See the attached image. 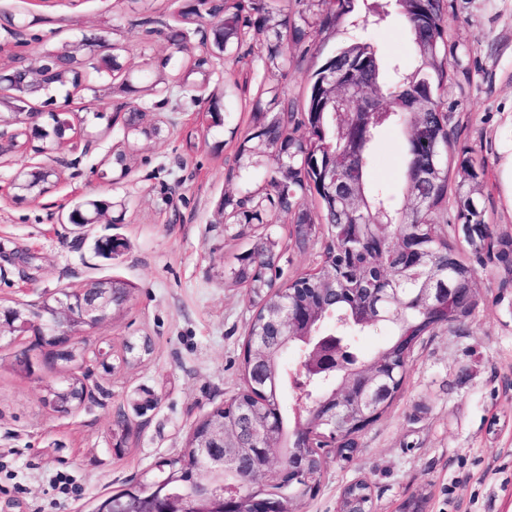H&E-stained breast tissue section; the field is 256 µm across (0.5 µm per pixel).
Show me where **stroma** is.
Instances as JSON below:
<instances>
[{"label": "stroma", "mask_w": 512, "mask_h": 512, "mask_svg": "<svg viewBox=\"0 0 512 512\" xmlns=\"http://www.w3.org/2000/svg\"><path fill=\"white\" fill-rule=\"evenodd\" d=\"M184 0H0V41L8 19H25L33 40L20 53L77 44L85 31L101 35L122 68L99 102L81 89L53 88L29 96L49 124L48 98L67 101L75 136L92 150L35 200L0 196V300L41 302L64 288L94 279H118L131 288L121 310L78 335L94 391L78 409L57 413L44 397L61 377L37 365L21 372L16 355L31 336L0 338V512H89L93 499L155 472L177 456L194 426L244 385L242 363L255 312L246 288L229 283L238 257L264 234L278 240L282 280L314 272L326 235L297 247L289 214L235 233L219 202L257 174L239 173L238 143L251 126L257 102L271 96L302 106L312 72L331 50L358 38L344 27L309 29L304 56L267 69L263 36L247 39L252 53L213 61L214 75L197 105L186 106L167 138L140 142L127 175L102 161L124 149V107L136 101L151 118L172 116L180 95L160 62L168 32ZM449 44L460 60L442 99L458 148L485 163L488 220L512 237V206L505 198L500 148L512 141V0H451ZM371 37L383 61L414 63L408 28L392 16ZM224 106L221 131H208L210 102ZM406 138L383 126L370 165L371 183L401 193ZM116 201L102 223H63L77 201ZM122 239L112 258L99 257L98 238ZM479 305L467 333L441 326L416 344L402 386L390 407L362 434L352 461L331 460L316 495L295 512H337L351 481L366 479L376 512H512V288L478 274ZM149 337L152 351L122 369L103 354ZM124 418L130 431L117 440Z\"/></svg>", "instance_id": "1"}]
</instances>
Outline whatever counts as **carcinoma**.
I'll return each mask as SVG.
<instances>
[{"label": "carcinoma", "mask_w": 512, "mask_h": 512, "mask_svg": "<svg viewBox=\"0 0 512 512\" xmlns=\"http://www.w3.org/2000/svg\"><path fill=\"white\" fill-rule=\"evenodd\" d=\"M294 14H282L270 9L266 0H201V11L181 13L185 29L170 32L169 41L178 46L186 38L188 26L199 25L200 18H216L223 23L222 39L214 51L223 55L242 48L246 36L255 30L265 34V64L277 69L288 61L283 46V31L294 32L295 50L305 53L302 42L305 30L315 27L320 31L337 30L351 25L363 32L395 12L401 16L411 34L416 64L406 68L397 63L382 64L370 39L363 37L339 47L312 74L306 94L302 119L297 125L305 134L295 136L289 129L294 110L288 102L274 95L267 107H257L252 115V127L239 142L236 151L238 169L248 171L266 159L269 169L261 186L244 187L235 193L224 194V219L227 224H267L277 212H296L295 244L309 243L316 235L315 221L303 210L302 196L313 191L322 199V220L331 233L325 245V259L312 274L288 282V302L302 308L321 310L320 323L330 322L343 338L356 346L367 336L387 323V334L375 357L382 358L391 372L393 393H398L407 370L411 350L418 339L438 328L431 308L435 293L411 301L405 293L410 288H440L446 292L450 312L447 325L464 331L478 307L472 299V288L478 269L485 268L483 254L498 249L501 263L512 262V238L494 236L488 222L483 195L470 194L454 187L453 219L473 226V234L464 238L473 260L462 257L457 242L443 235L438 215L448 210V188L452 171H457L459 182L470 181L484 186L485 165L467 157V151L456 150V140L448 130V113L444 110L442 92L454 70L448 62V0H320L314 5L309 0H295ZM46 52L55 56V62L40 72L45 87L53 84L70 85L88 90V71L100 69L89 60L67 53L56 54L53 48ZM209 59L200 58L187 67L174 52L163 59L162 66L176 76L189 78L200 73ZM350 96L371 97L384 111L382 123L402 127L406 134L402 192L409 200L422 203L421 209L407 218V209L397 208L393 197L384 188L369 184V167L375 128H370L367 139L353 140L350 149L339 142V113L333 110L334 99ZM422 119L429 128V138L417 135L416 120ZM46 138L56 142L68 136L73 125L63 112L50 113ZM127 137L159 139L162 129L145 125L142 114L126 121ZM107 206L87 199L74 206L67 214L70 224L83 227L104 217ZM386 224L404 237V245L426 255L427 264L409 267L397 254V245L384 251H375L362 244L368 237L366 226ZM280 278L278 253L261 242L238 259L231 271V281L247 288L258 310L253 316L249 333L265 340L268 361L265 365L264 395L254 398L243 389L236 397L237 410L219 411L212 420L224 421V434L230 438L228 447L238 449V462L257 466L255 448L264 425L278 418L280 432L288 442L280 447L281 466L301 455L307 480L288 483L283 478L273 485L256 487L250 499L241 507L250 509L254 500H280L287 505L305 496L307 484L321 485L326 460L320 448H301L294 441L295 419L283 410L282 400L288 390L303 389L305 381L289 375L285 355L299 350V342L281 335L275 328L282 297L275 289ZM82 290L107 293L112 296L111 310L124 307L130 296L126 284L112 280L91 282ZM380 301V308L389 317L380 321L363 314L362 306ZM55 304L50 298L35 307L15 302L0 306L14 323L44 324L49 308ZM60 362L68 368L61 383L48 390V401L55 409L64 411L79 406L88 384L82 372L85 362L83 349L75 342L61 354ZM360 365L349 354L345 364L326 381L316 383L313 395L330 400L331 389L348 371ZM246 411L251 422L245 426L239 410ZM204 440L203 432L189 436L183 453L164 461V467L154 475L156 479L171 477L172 491L190 494L200 469L193 448ZM371 507L368 485L356 481L347 486L339 501V512H365Z\"/></svg>", "instance_id": "carcinoma-1"}]
</instances>
